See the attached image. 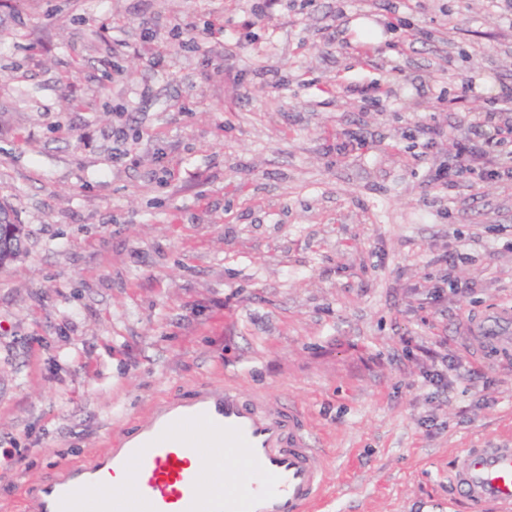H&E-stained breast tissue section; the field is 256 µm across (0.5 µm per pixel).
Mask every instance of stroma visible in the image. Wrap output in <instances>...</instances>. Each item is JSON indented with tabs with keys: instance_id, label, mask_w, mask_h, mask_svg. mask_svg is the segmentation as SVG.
Instances as JSON below:
<instances>
[{
	"instance_id": "obj_1",
	"label": "stroma",
	"mask_w": 512,
	"mask_h": 512,
	"mask_svg": "<svg viewBox=\"0 0 512 512\" xmlns=\"http://www.w3.org/2000/svg\"><path fill=\"white\" fill-rule=\"evenodd\" d=\"M253 2L0 0V512L227 377L324 440L319 512H470L454 457L512 439V347L462 348L512 305V185L429 173L512 84L496 0Z\"/></svg>"
}]
</instances>
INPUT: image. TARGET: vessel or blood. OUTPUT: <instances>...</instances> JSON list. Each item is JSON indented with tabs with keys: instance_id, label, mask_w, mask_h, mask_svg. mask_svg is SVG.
<instances>
[{
	"instance_id": "vessel-or-blood-1",
	"label": "vessel or blood",
	"mask_w": 512,
	"mask_h": 512,
	"mask_svg": "<svg viewBox=\"0 0 512 512\" xmlns=\"http://www.w3.org/2000/svg\"><path fill=\"white\" fill-rule=\"evenodd\" d=\"M488 346L512 344V308L488 312L477 329ZM211 436L216 469L238 462L230 482L204 483L193 465ZM327 460L295 408L245 393L233 381L152 403L146 423L123 431L91 464H61L28 494V512H313L326 492ZM116 485L104 483L105 474ZM453 480L472 512H512V444L470 448Z\"/></svg>"
}]
</instances>
